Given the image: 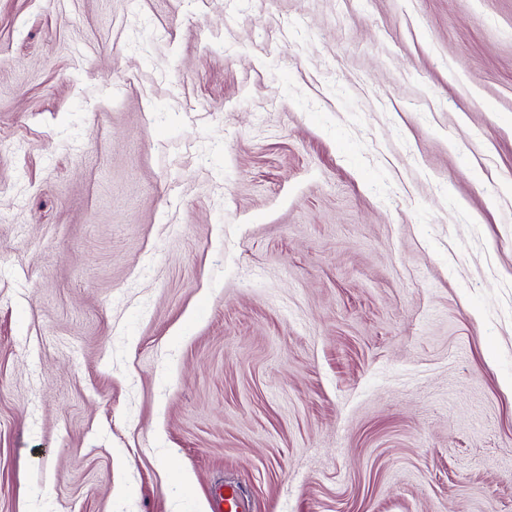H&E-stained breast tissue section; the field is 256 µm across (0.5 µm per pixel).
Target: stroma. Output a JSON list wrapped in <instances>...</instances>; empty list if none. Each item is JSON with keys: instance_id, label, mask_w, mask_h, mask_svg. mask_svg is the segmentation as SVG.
<instances>
[{"instance_id": "1", "label": "stroma", "mask_w": 512, "mask_h": 512, "mask_svg": "<svg viewBox=\"0 0 512 512\" xmlns=\"http://www.w3.org/2000/svg\"><path fill=\"white\" fill-rule=\"evenodd\" d=\"M512 512V0H0V512Z\"/></svg>"}]
</instances>
